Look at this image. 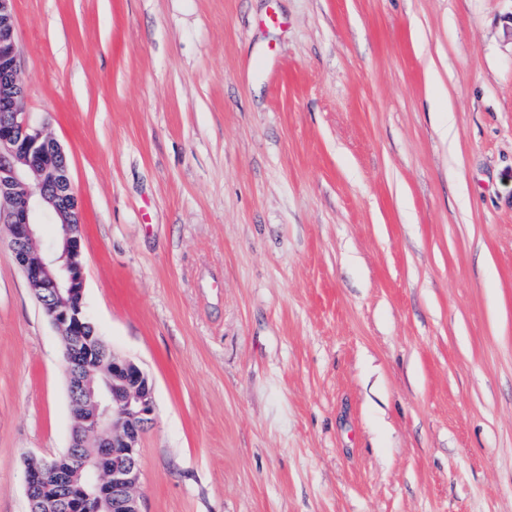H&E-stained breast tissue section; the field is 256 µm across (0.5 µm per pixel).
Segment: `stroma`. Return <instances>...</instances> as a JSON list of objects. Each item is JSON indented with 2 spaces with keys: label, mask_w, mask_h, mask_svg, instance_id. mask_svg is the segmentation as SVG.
<instances>
[{
  "label": "stroma",
  "mask_w": 512,
  "mask_h": 512,
  "mask_svg": "<svg viewBox=\"0 0 512 512\" xmlns=\"http://www.w3.org/2000/svg\"><path fill=\"white\" fill-rule=\"evenodd\" d=\"M142 512H512V0H16ZM0 227V512L67 448Z\"/></svg>",
  "instance_id": "1"
}]
</instances>
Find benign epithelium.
<instances>
[{
  "mask_svg": "<svg viewBox=\"0 0 512 512\" xmlns=\"http://www.w3.org/2000/svg\"><path fill=\"white\" fill-rule=\"evenodd\" d=\"M19 77L15 0H0V223L37 302L68 338L63 361L74 428L65 456L25 461L30 512H140V444L154 414L153 384L133 360L110 352L84 303L80 216L60 145L26 112ZM61 220L56 249L38 247L43 215ZM96 365L97 381L82 372Z\"/></svg>",
  "mask_w": 512,
  "mask_h": 512,
  "instance_id": "obj_1",
  "label": "benign epithelium"
}]
</instances>
